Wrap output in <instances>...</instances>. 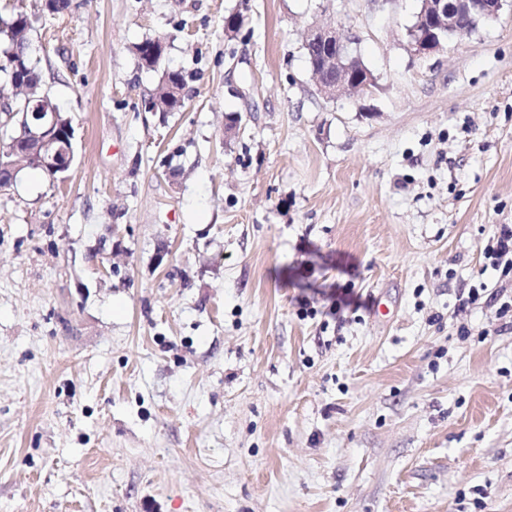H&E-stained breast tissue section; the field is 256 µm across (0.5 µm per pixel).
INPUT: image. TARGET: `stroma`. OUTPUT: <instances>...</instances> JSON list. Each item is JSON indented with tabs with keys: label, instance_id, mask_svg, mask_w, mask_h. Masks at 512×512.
Returning a JSON list of instances; mask_svg holds the SVG:
<instances>
[{
	"label": "stroma",
	"instance_id": "35a3bbf8",
	"mask_svg": "<svg viewBox=\"0 0 512 512\" xmlns=\"http://www.w3.org/2000/svg\"><path fill=\"white\" fill-rule=\"evenodd\" d=\"M419 7L39 15L75 157L0 189V512H512V10L421 61ZM313 23L372 95L317 92ZM156 35L178 112L144 107ZM161 37H150L135 43L132 52L135 55L138 66L147 71H159L162 69L167 45L161 49ZM186 79L182 72L169 68H163L159 82L155 87L150 101L151 109L155 112H176L186 104L188 95L185 92ZM171 96L170 101L168 97ZM484 254L491 259V267L498 270L502 267V275L512 273V226L499 225L484 248Z\"/></svg>",
	"mask_w": 512,
	"mask_h": 512
}]
</instances>
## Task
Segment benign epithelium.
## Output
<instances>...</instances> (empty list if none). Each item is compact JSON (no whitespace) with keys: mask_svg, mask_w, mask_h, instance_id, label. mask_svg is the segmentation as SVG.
I'll use <instances>...</instances> for the list:
<instances>
[{"mask_svg":"<svg viewBox=\"0 0 512 512\" xmlns=\"http://www.w3.org/2000/svg\"><path fill=\"white\" fill-rule=\"evenodd\" d=\"M512 0H421L415 25L407 29L408 46L420 59L442 51L453 35L469 36L480 20H494ZM319 43L325 49L323 67L331 77L315 76L317 92L334 99L348 94L363 99L373 93L377 77L359 64L360 57L351 48L352 40L334 28L312 27L304 46ZM30 124L22 128L19 139L30 144L20 154L51 172H66L74 160V148L57 147L62 140H73V132H60L56 126V109L47 97L30 100Z\"/></svg>","mask_w":512,"mask_h":512,"instance_id":"1","label":"benign epithelium"}]
</instances>
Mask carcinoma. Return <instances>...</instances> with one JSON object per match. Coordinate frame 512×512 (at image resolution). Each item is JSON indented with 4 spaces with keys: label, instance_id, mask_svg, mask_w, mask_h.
<instances>
[{
    "label": "carcinoma",
    "instance_id": "1",
    "mask_svg": "<svg viewBox=\"0 0 512 512\" xmlns=\"http://www.w3.org/2000/svg\"><path fill=\"white\" fill-rule=\"evenodd\" d=\"M34 19L26 9L17 7L8 16H0V56L5 58L0 65V83L11 86L15 90V98L6 113L7 121L15 127L27 124L29 107L26 98L29 93L19 88L15 80L19 76L26 77L27 87L34 94L45 93L38 61L32 55V35ZM138 66L147 71H161L159 82L155 87L150 101L155 112H176L186 104L188 95L185 92L186 79L182 72L163 67L166 49L160 47V38H146L132 46ZM16 164V158L0 148V188L12 185L9 167Z\"/></svg>",
    "mask_w": 512,
    "mask_h": 512
}]
</instances>
